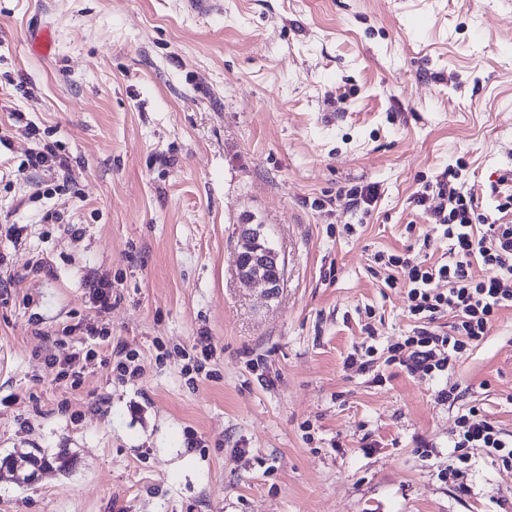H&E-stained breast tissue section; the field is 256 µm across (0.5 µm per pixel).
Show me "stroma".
Instances as JSON below:
<instances>
[{
  "label": "stroma",
  "instance_id": "1",
  "mask_svg": "<svg viewBox=\"0 0 512 512\" xmlns=\"http://www.w3.org/2000/svg\"><path fill=\"white\" fill-rule=\"evenodd\" d=\"M210 2L0 0V460L75 457L32 484L0 463V512H512V467L451 436L469 404L512 434V310L451 376L413 373L387 360L407 291L371 270L426 239L445 253L411 202L437 177L497 218L512 0ZM45 145L64 192L16 175ZM243 224L285 260L275 296L238 278ZM102 276L142 371L98 364L70 390L41 364L94 322Z\"/></svg>",
  "mask_w": 512,
  "mask_h": 512
}]
</instances>
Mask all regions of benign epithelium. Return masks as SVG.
I'll return each instance as SVG.
<instances>
[{"instance_id": "7a95c632", "label": "benign epithelium", "mask_w": 512, "mask_h": 512, "mask_svg": "<svg viewBox=\"0 0 512 512\" xmlns=\"http://www.w3.org/2000/svg\"><path fill=\"white\" fill-rule=\"evenodd\" d=\"M237 271L241 281L246 284L263 285L270 296L277 293L276 283L272 281L270 272H278L280 278L284 276V259L275 248L263 240L261 230L252 224L241 225Z\"/></svg>"}]
</instances>
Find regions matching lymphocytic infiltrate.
<instances>
[{
	"label": "lymphocytic infiltrate",
	"mask_w": 512,
	"mask_h": 512,
	"mask_svg": "<svg viewBox=\"0 0 512 512\" xmlns=\"http://www.w3.org/2000/svg\"><path fill=\"white\" fill-rule=\"evenodd\" d=\"M434 188L415 201L422 206L437 195L439 203L429 214L448 242L447 259L430 263L409 253L391 254L383 265L387 285L400 281L407 286L408 312L417 321L412 335L393 346V359L411 371L441 375L488 335L502 311L512 310V224L477 215L473 197L450 181H436ZM476 262L488 270L480 280L470 272ZM447 314L453 321L443 332L436 321ZM98 357L95 349L66 346L45 366L54 371L57 383L75 390L87 365ZM452 443L457 449H486L493 460L512 465V438L495 421L481 418L477 406L462 409Z\"/></svg>",
	"instance_id": "lymphocytic-infiltrate-1"
}]
</instances>
